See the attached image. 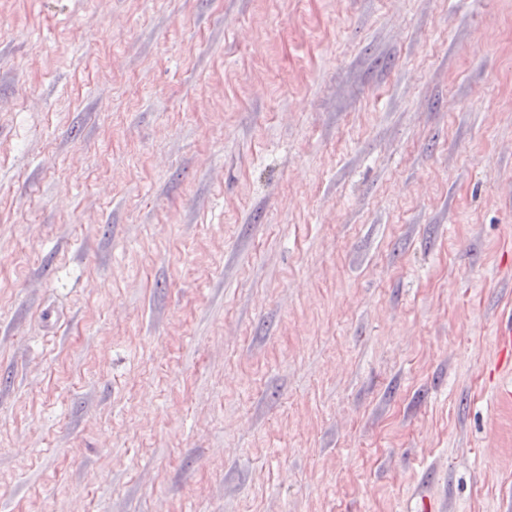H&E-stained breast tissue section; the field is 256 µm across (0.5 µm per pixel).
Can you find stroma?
Listing matches in <instances>:
<instances>
[{"label":"stroma","mask_w":512,"mask_h":512,"mask_svg":"<svg viewBox=\"0 0 512 512\" xmlns=\"http://www.w3.org/2000/svg\"><path fill=\"white\" fill-rule=\"evenodd\" d=\"M512 0H0V512H512ZM493 341L499 353L498 362L509 366L512 363V317L496 326Z\"/></svg>","instance_id":"obj_1"}]
</instances>
